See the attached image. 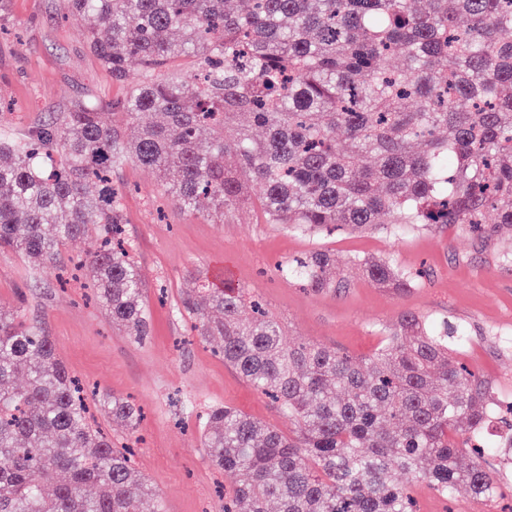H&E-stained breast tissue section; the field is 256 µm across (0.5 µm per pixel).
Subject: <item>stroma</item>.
Returning <instances> with one entry per match:
<instances>
[{
	"mask_svg": "<svg viewBox=\"0 0 512 512\" xmlns=\"http://www.w3.org/2000/svg\"><path fill=\"white\" fill-rule=\"evenodd\" d=\"M13 23L0 33V128L21 136L81 98L109 102L126 89L113 83L83 36L97 19L78 18L68 0H12ZM114 179L124 190L127 232L143 279L151 319L136 344L92 299V282L77 267L88 247L64 246L66 273H45L12 252H0V307L20 308L51 336L69 371L97 391L134 401L143 417L134 468L162 497L166 512H224L217 485L234 481L213 469L200 446L198 419L227 405L291 433L273 402L211 347L193 341V322L174 304L191 276L217 274L260 295L288 340L312 341L351 356L371 355L400 316L415 312L465 335L458 357L479 371L497 397L512 401V230L471 234L462 224L406 233L377 229L316 239L265 223L259 204L213 224L178 208L155 173L134 164ZM324 248L336 259L339 286L313 291L282 279L277 266ZM358 257H386L425 269L405 293L369 280ZM412 492L419 512H505V501L480 502L459 492L446 499L427 483Z\"/></svg>",
	"mask_w": 512,
	"mask_h": 512,
	"instance_id": "35a3bbf8",
	"label": "stroma"
}]
</instances>
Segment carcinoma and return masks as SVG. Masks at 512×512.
<instances>
[{
  "instance_id": "carcinoma-1",
  "label": "carcinoma",
  "mask_w": 512,
  "mask_h": 512,
  "mask_svg": "<svg viewBox=\"0 0 512 512\" xmlns=\"http://www.w3.org/2000/svg\"><path fill=\"white\" fill-rule=\"evenodd\" d=\"M70 2L107 26L86 42L127 91L108 104L77 100L22 137L0 131V252L51 271L68 242L91 239L81 266L131 341L148 337L150 315L121 244L112 172L127 162L216 224L253 188L265 223L312 237L490 216L512 227V0ZM184 57L193 82L170 70ZM242 113L264 137L239 124ZM355 262L378 285L417 284L387 258ZM279 272L314 291L336 286L327 250ZM177 312L294 426L290 436L234 407L209 409V464L244 476L224 512L242 502L246 512H416L419 480L444 498L503 495L490 460L512 461V408L456 359L448 324L406 313L360 360L288 343L232 283L192 280ZM99 402L135 437L140 407ZM129 452L93 426L52 338L0 309V512H165Z\"/></svg>"
}]
</instances>
